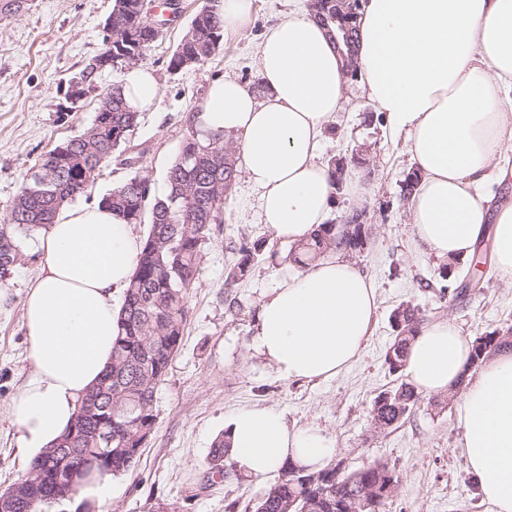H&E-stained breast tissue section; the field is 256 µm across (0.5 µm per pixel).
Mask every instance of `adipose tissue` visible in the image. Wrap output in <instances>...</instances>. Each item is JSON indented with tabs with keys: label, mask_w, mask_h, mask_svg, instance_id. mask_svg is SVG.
I'll return each instance as SVG.
<instances>
[{
	"label": "adipose tissue",
	"mask_w": 512,
	"mask_h": 512,
	"mask_svg": "<svg viewBox=\"0 0 512 512\" xmlns=\"http://www.w3.org/2000/svg\"><path fill=\"white\" fill-rule=\"evenodd\" d=\"M358 62L369 98L405 134L419 174L408 203L416 248L455 262L471 257L492 227L496 271L512 285V195L482 191L512 173L505 163L512 154V0H364ZM256 65L263 94L217 79L193 127L234 138L237 165L259 193L260 223L297 246L331 209L333 188L316 149L347 81L325 29L300 9L267 30ZM123 94L134 110L154 107L156 75L131 67ZM141 246L132 225L96 203L62 206L42 231V271L21 303L30 370L10 405L28 458L67 430L80 399L111 364ZM376 310L374 283L347 255L330 254L263 295L250 346L285 381H322L360 357ZM470 350L454 320L425 323L404 371L425 395L464 385L460 452L492 512H512V350L502 349L473 376ZM224 430L237 470L256 480L288 463L317 470L335 454L325 429L288 424L266 406L225 416Z\"/></svg>",
	"instance_id": "1"
}]
</instances>
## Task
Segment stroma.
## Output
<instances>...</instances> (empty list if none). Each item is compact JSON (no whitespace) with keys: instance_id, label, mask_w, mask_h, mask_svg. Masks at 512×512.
<instances>
[{"instance_id":"35a3bbf8","label":"stroma","mask_w":512,"mask_h":512,"mask_svg":"<svg viewBox=\"0 0 512 512\" xmlns=\"http://www.w3.org/2000/svg\"><path fill=\"white\" fill-rule=\"evenodd\" d=\"M208 4L181 0V15L142 59L154 70L160 93L155 109L141 113L131 142L139 163L130 167L113 157L77 204L99 201L139 172L150 175L156 193H164L166 171L210 83L230 76L253 85L259 42L293 6L292 0H253L245 30L225 33L220 50L204 63L171 71L170 56L194 14ZM111 9L112 0H26L15 16L0 20V214L45 154L92 124L100 92L121 83L123 69L105 70L95 76L93 92L74 103L67 98L70 80L104 49L103 25ZM374 110L361 81L350 82L318 150L324 163L369 150L372 176L361 177L360 194L338 193L328 216L339 224L362 211L370 236L355 260L376 285L378 310L361 357L333 379L306 384L278 379L251 351L259 300L288 272L289 246L258 223V195L238 180L224 204L223 224L202 247L199 278L186 297L183 340L155 392L153 433L135 465L113 477L112 512H251L269 480L236 471L213 480L208 459L225 416L252 405L276 408L289 423L335 434V457L347 470L387 463L399 479L388 512H491L460 453L461 397L424 395L396 428L380 434L372 424L380 393L406 380L385 362L395 336L391 315L399 306L418 308L429 322L454 319L472 338L512 328V288L504 287L494 269L485 271L476 294L441 298L443 263L412 242L404 190L412 160L405 137L387 123L369 122ZM246 240L261 242L265 256L246 278L226 283L236 249ZM21 246L20 263L1 283L16 306L0 313V489L19 477L11 466L17 444L9 403L28 370V344L17 303L41 268L37 236Z\"/></svg>"}]
</instances>
